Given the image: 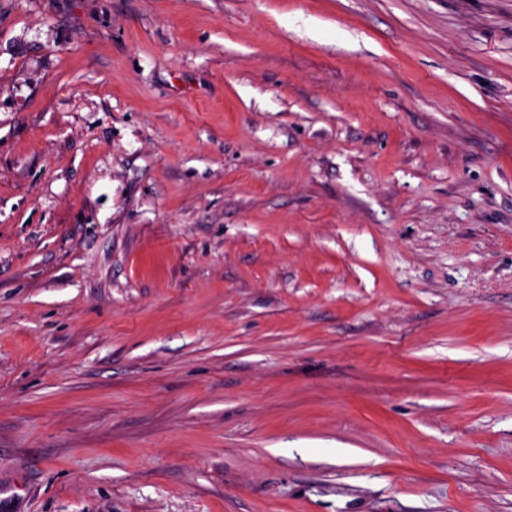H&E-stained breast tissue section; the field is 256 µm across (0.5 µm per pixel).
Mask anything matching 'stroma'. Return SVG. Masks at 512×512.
I'll use <instances>...</instances> for the list:
<instances>
[{
	"label": "stroma",
	"mask_w": 512,
	"mask_h": 512,
	"mask_svg": "<svg viewBox=\"0 0 512 512\" xmlns=\"http://www.w3.org/2000/svg\"><path fill=\"white\" fill-rule=\"evenodd\" d=\"M0 512H512V0H0Z\"/></svg>",
	"instance_id": "obj_1"
}]
</instances>
